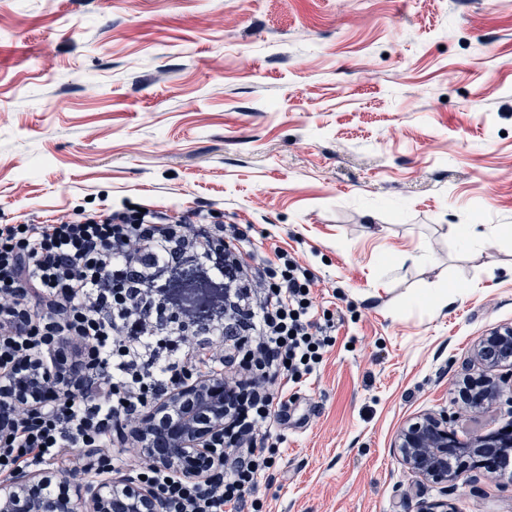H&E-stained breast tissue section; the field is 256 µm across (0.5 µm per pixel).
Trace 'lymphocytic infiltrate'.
<instances>
[{"mask_svg": "<svg viewBox=\"0 0 512 512\" xmlns=\"http://www.w3.org/2000/svg\"><path fill=\"white\" fill-rule=\"evenodd\" d=\"M222 285V317L169 309L158 283L185 264ZM315 274L287 248L249 244L248 227L201 212L125 208L0 224V378L40 357L55 379L40 405L13 402L0 434V483L51 460L75 482L121 470L144 478L162 512H263L270 440L336 342ZM224 382L223 458L203 478L122 449L145 414L198 379Z\"/></svg>", "mask_w": 512, "mask_h": 512, "instance_id": "lymphocytic-infiltrate-1", "label": "lymphocytic infiltrate"}]
</instances>
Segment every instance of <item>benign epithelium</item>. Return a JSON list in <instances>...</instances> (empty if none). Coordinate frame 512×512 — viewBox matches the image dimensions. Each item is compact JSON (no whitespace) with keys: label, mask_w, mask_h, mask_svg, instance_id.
<instances>
[{"label":"benign epithelium","mask_w":512,"mask_h":512,"mask_svg":"<svg viewBox=\"0 0 512 512\" xmlns=\"http://www.w3.org/2000/svg\"><path fill=\"white\" fill-rule=\"evenodd\" d=\"M512 359V327L497 330L474 349V360L491 372L483 388L482 403L505 404L512 409V372L494 371ZM51 377L33 358L26 370L0 382V403H39L47 397ZM146 430L134 437L141 454L151 456L160 468L176 467L183 476L198 479L218 457L210 440L224 433V382L199 379L174 391L166 405L146 415ZM395 448L408 471L433 484H455L469 479L480 467H496L512 456V431L461 442L448 412L422 413L399 431ZM36 472H24L0 486V512H161L152 489L129 479L101 480L75 487L60 478L57 489Z\"/></svg>","instance_id":"1"}]
</instances>
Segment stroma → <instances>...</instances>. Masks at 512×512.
Segmentation results:
<instances>
[{"mask_svg":"<svg viewBox=\"0 0 512 512\" xmlns=\"http://www.w3.org/2000/svg\"><path fill=\"white\" fill-rule=\"evenodd\" d=\"M124 205L276 236L343 316L266 512H512V475L445 494L394 448L428 410L508 421L460 390L512 325V0H0V224ZM161 286L214 314L195 268Z\"/></svg>","mask_w":512,"mask_h":512,"instance_id":"obj_1","label":"stroma"}]
</instances>
